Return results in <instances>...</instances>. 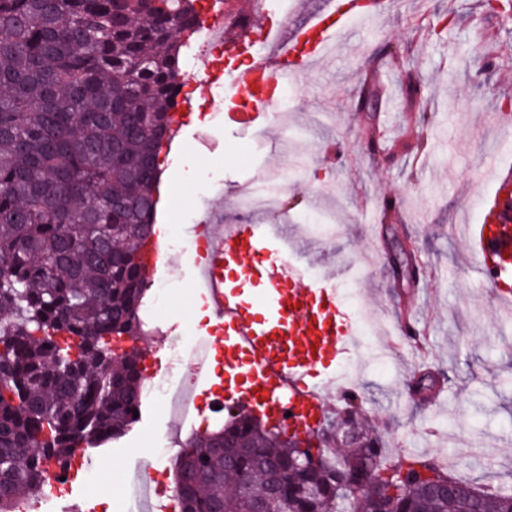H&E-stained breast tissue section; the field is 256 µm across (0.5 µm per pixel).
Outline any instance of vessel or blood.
I'll use <instances>...</instances> for the list:
<instances>
[{"mask_svg":"<svg viewBox=\"0 0 512 512\" xmlns=\"http://www.w3.org/2000/svg\"><path fill=\"white\" fill-rule=\"evenodd\" d=\"M386 0H331L305 27L282 34L269 25L273 54L230 73L231 85L252 93L243 125L267 128L273 106L268 83L301 78L324 58L347 32L381 16ZM481 269L496 282V298L512 308V257L500 256L494 228L484 224L461 227ZM251 286L242 300L227 286L229 273ZM349 274L342 267L331 278L310 275L308 266L288 245V227L262 222L220 225L205 268L208 300L224 320V373L236 406L288 421L292 430H306L327 412L324 394L331 368L344 367L355 346L359 323L348 310L337 281Z\"/></svg>","mask_w":512,"mask_h":512,"instance_id":"obj_1","label":"vessel or blood"}]
</instances>
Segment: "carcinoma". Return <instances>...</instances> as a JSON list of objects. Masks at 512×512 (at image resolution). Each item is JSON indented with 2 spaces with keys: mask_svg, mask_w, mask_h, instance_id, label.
Segmentation results:
<instances>
[{
  "mask_svg": "<svg viewBox=\"0 0 512 512\" xmlns=\"http://www.w3.org/2000/svg\"><path fill=\"white\" fill-rule=\"evenodd\" d=\"M197 0H0V512L37 496L75 447L123 435L141 401L139 331L156 184ZM357 398L297 448L246 411L176 457L180 512H512L423 455L336 447ZM238 441L230 459L216 448ZM318 454L307 470L291 465ZM282 471L270 493L268 468ZM249 475L244 486L240 477ZM322 488L313 502L302 485Z\"/></svg>",
  "mask_w": 512,
  "mask_h": 512,
  "instance_id": "1",
  "label": "carcinoma"
}]
</instances>
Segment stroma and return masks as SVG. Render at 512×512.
Returning a JSON list of instances; mask_svg holds the SVG:
<instances>
[{
	"instance_id": "stroma-1",
	"label": "stroma",
	"mask_w": 512,
	"mask_h": 512,
	"mask_svg": "<svg viewBox=\"0 0 512 512\" xmlns=\"http://www.w3.org/2000/svg\"><path fill=\"white\" fill-rule=\"evenodd\" d=\"M324 2L304 0L299 9L286 0H227L239 16L223 58L205 60L202 39L194 40L183 68L191 103L180 114L184 143L165 159L170 197L157 221L171 229L239 219L230 190L290 165L281 205L263 221L288 220L290 237L319 243L309 265L316 277L355 266L349 307L367 291L377 301L373 316L391 325L354 348L362 424L382 434L391 459L420 450L451 458L455 476L479 487L512 486V323L456 230L483 223L498 194L482 177L487 162L512 179V115L501 110L512 100V21L489 13L483 0H391L380 20L351 32L296 85L287 115L273 119L270 134L284 145L272 151L224 121V113L244 109L228 75L258 54L268 23L291 30ZM446 16L453 19L446 37L431 38ZM390 45L413 60L431 101L423 128L411 121L404 73L378 63ZM370 70L384 96L377 111L359 112ZM315 212L332 235L307 228ZM194 272L190 252L157 269L173 295L156 317L169 335L212 336L220 360L224 332L194 288ZM423 374L436 385L425 400L414 394ZM170 429L163 407L142 401L122 437L86 449L77 481L43 492L29 512H123L131 473L147 468L156 484L173 489L172 465L151 466L146 454Z\"/></svg>"
}]
</instances>
